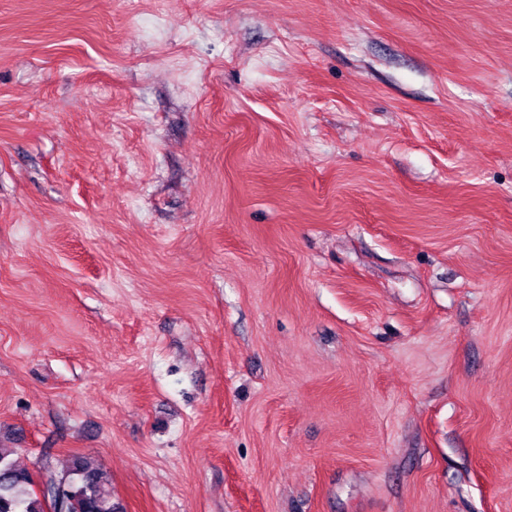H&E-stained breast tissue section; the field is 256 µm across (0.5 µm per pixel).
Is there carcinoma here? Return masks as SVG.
<instances>
[{"mask_svg":"<svg viewBox=\"0 0 512 512\" xmlns=\"http://www.w3.org/2000/svg\"><path fill=\"white\" fill-rule=\"evenodd\" d=\"M11 455V450L0 448V512H45L46 496L36 489L32 473L18 466ZM49 479L68 488L66 512H124L113 502L104 474L82 457L72 460L67 473L51 474Z\"/></svg>","mask_w":512,"mask_h":512,"instance_id":"obj_1","label":"carcinoma"}]
</instances>
